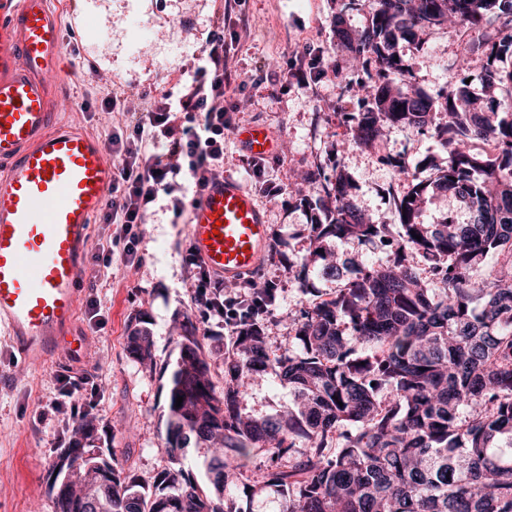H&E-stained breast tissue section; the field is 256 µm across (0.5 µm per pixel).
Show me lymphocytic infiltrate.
Listing matches in <instances>:
<instances>
[{"label": "lymphocytic infiltrate", "instance_id": "obj_1", "mask_svg": "<svg viewBox=\"0 0 512 512\" xmlns=\"http://www.w3.org/2000/svg\"><path fill=\"white\" fill-rule=\"evenodd\" d=\"M92 79L103 89L112 127L109 149L118 170L101 218L109 228L97 256L103 276L113 258L140 263V226L158 199H165L174 220H181L190 202L224 176V132L233 120L224 99V26L213 25L177 89L160 91L148 102L113 90L100 71H93ZM184 263L194 282L196 307L224 330L238 333L268 313L277 293L273 282L260 288L251 278L229 294L223 279L211 275L193 252L185 253Z\"/></svg>", "mask_w": 512, "mask_h": 512}]
</instances>
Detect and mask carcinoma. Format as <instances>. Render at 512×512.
<instances>
[{"instance_id": "1", "label": "carcinoma", "mask_w": 512, "mask_h": 512, "mask_svg": "<svg viewBox=\"0 0 512 512\" xmlns=\"http://www.w3.org/2000/svg\"><path fill=\"white\" fill-rule=\"evenodd\" d=\"M365 24L336 15V49L378 81L363 87L364 108L343 113L347 144L368 148L383 129L433 130L448 164L398 200L400 224H373L353 199L342 169L321 168L304 181L321 188L326 221L310 225L306 271L339 274L331 240L357 246L398 237L385 266L354 267V276L292 320L295 354L276 356L263 327L237 336L224 358V392L217 393L204 337L183 324L179 357L168 381L165 448L173 466L148 482L115 455H94L70 472L71 452L90 449L96 418L79 417L57 454L51 479L67 493L51 494L55 512H245L238 492L270 489L279 512H512V0H368ZM468 29L499 25L466 44L442 65L441 99L404 93L410 74L395 60L402 41L416 42L429 26ZM480 62L484 111L464 74ZM444 112L448 120L435 122ZM484 142L494 153L471 148ZM452 195L466 219L422 220L426 199ZM125 350L154 365L148 322L128 326ZM270 377L288 389L299 410L255 416L245 410V383ZM183 397L176 406L177 397ZM204 444L197 481L181 456ZM269 456L262 484L250 461ZM112 465V478L100 477Z\"/></svg>"}]
</instances>
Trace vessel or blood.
<instances>
[{
	"instance_id": "1",
	"label": "vessel or blood",
	"mask_w": 512,
	"mask_h": 512,
	"mask_svg": "<svg viewBox=\"0 0 512 512\" xmlns=\"http://www.w3.org/2000/svg\"><path fill=\"white\" fill-rule=\"evenodd\" d=\"M65 44L52 0H0V331L31 366L83 353L80 284L116 177L106 144L66 124L63 86L76 72ZM234 136L248 158L278 152L267 125ZM269 239L265 212L238 178L210 184L190 205V246L224 280L259 270Z\"/></svg>"
}]
</instances>
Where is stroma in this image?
<instances>
[{"label":"stroma","instance_id":"obj_1","mask_svg":"<svg viewBox=\"0 0 512 512\" xmlns=\"http://www.w3.org/2000/svg\"><path fill=\"white\" fill-rule=\"evenodd\" d=\"M53 7L61 13L65 31L81 34L67 43L78 76L67 87L72 108L66 118L103 139L111 131L109 117L83 67L85 59H93L97 69L111 77L113 87L154 95L190 70L194 52L216 19H223L225 33L234 34L226 52L231 74L226 97L239 105L235 126H272L283 143L276 162L266 170L280 193L258 198L271 231L262 270L278 288L273 312L264 322L275 355L297 349L289 337L290 318L313 296L334 292L352 275L348 267L336 278L314 271L309 275L311 293H302L298 286L295 262L309 249L308 226L316 217L309 202L318 196L302 174L317 166L328 172L341 167L350 174L355 200L371 221L395 224V199L409 190L412 176L431 174L433 164L446 161L433 136L402 127L392 128L376 150L334 152V145L346 136L340 115L359 111L357 86L367 78L366 70L334 51V20L340 13L352 27L363 26V6L345 11L341 0H246L238 12L230 9L229 0H79L74 8L69 0H55ZM479 36L473 29L443 26L428 31L423 49L401 43L400 55L414 86L437 95L447 77L436 59L455 57L465 42ZM307 48L324 53L319 79L306 84L272 80V72L281 71ZM390 155L406 162L409 178L396 175L386 161ZM140 232L141 263L114 260L103 281L95 277V262L86 266L78 327L87 343L80 358L61 353L34 369L0 333V512H54L49 475L64 441L58 422L40 420L39 413L57 395V374L85 375L98 384L99 396L83 390L71 398L98 420L95 449L116 451L146 479L170 465L164 447L168 402L163 369L178 355V323L191 319L206 335L214 381L224 383V359L236 337L202 319L193 304V281L183 262L189 246L187 225L173 223L171 212L156 206ZM142 312L151 320L155 342L152 368L134 362L125 350L128 325ZM245 405L254 415H273L292 407L293 397L263 379L247 386Z\"/></svg>","mask_w":512,"mask_h":512}]
</instances>
